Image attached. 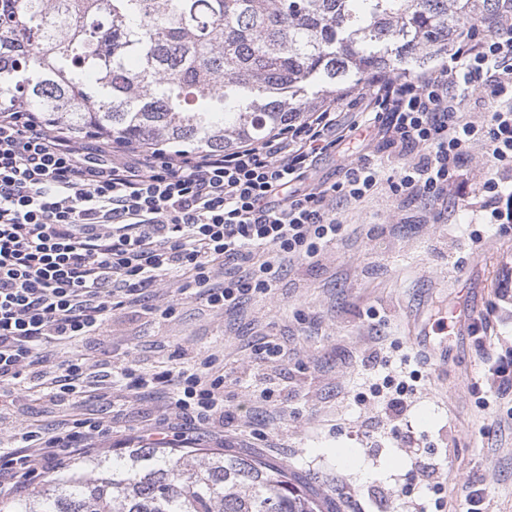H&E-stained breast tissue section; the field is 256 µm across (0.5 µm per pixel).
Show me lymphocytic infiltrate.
Segmentation results:
<instances>
[{
    "label": "lymphocytic infiltrate",
    "instance_id": "obj_1",
    "mask_svg": "<svg viewBox=\"0 0 512 512\" xmlns=\"http://www.w3.org/2000/svg\"><path fill=\"white\" fill-rule=\"evenodd\" d=\"M511 91L512 10H504L462 30L434 67L410 78L374 76L350 124L340 123V96L231 152L102 137L88 148L39 113L0 112V386L23 392L37 368L52 366L51 397L81 398L86 365L56 361V347L102 335L113 311L167 279H177V294L217 310L268 295L276 263L317 257L341 231L329 201L357 203L384 184L367 147L403 159L386 183L394 195L432 204L447 199L473 146L512 169V107L479 123L462 113L475 94ZM353 136L364 154L339 181L314 180L318 157ZM217 361L201 354L176 373L128 366L121 376L135 391L171 387L176 418L205 427L224 415ZM112 432L103 419L78 415L54 433L20 426L19 448L0 464V496L101 452Z\"/></svg>",
    "mask_w": 512,
    "mask_h": 512
}]
</instances>
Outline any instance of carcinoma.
<instances>
[{"label":"carcinoma","mask_w":512,"mask_h":512,"mask_svg":"<svg viewBox=\"0 0 512 512\" xmlns=\"http://www.w3.org/2000/svg\"><path fill=\"white\" fill-rule=\"evenodd\" d=\"M502 0H0V112L232 151L379 72L413 75ZM0 512H323L259 459L138 446Z\"/></svg>","instance_id":"carcinoma-1"}]
</instances>
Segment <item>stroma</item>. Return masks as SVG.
Segmentation results:
<instances>
[{"instance_id": "obj_1", "label": "stroma", "mask_w": 512, "mask_h": 512, "mask_svg": "<svg viewBox=\"0 0 512 512\" xmlns=\"http://www.w3.org/2000/svg\"><path fill=\"white\" fill-rule=\"evenodd\" d=\"M492 176L512 185V171H495L477 146L443 205L387 189L335 204L336 239L318 257L283 264L269 295L217 311L175 297L171 281L114 311L105 335L59 355L97 374L127 363L178 371L196 354H216L224 422L197 440L286 468L325 512H411L412 498L432 499L417 478L427 462L443 474L449 512H460L475 481L485 483L491 512H512V401L491 398L487 370L491 357L512 355V293L498 291L512 278V231L491 223L479 192ZM172 301L175 314L162 317ZM456 308L484 324L444 336L440 314ZM267 341L282 345L278 361L255 358ZM411 369L422 377L397 426L366 392L379 375ZM77 412L111 421L134 448L169 414V397L132 395L119 380L76 408L5 394L0 447L18 445L21 422L51 431Z\"/></svg>"}]
</instances>
